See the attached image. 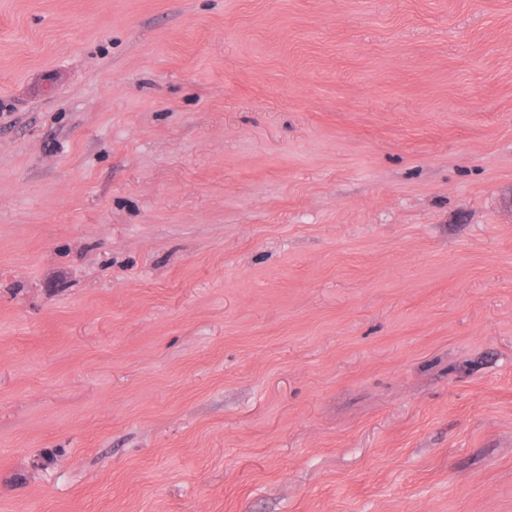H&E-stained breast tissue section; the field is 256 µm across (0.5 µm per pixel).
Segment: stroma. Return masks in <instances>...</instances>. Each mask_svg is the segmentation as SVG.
I'll return each mask as SVG.
<instances>
[{
  "mask_svg": "<svg viewBox=\"0 0 512 512\" xmlns=\"http://www.w3.org/2000/svg\"><path fill=\"white\" fill-rule=\"evenodd\" d=\"M0 512H512V0H0Z\"/></svg>",
  "mask_w": 512,
  "mask_h": 512,
  "instance_id": "obj_1",
  "label": "stroma"
}]
</instances>
